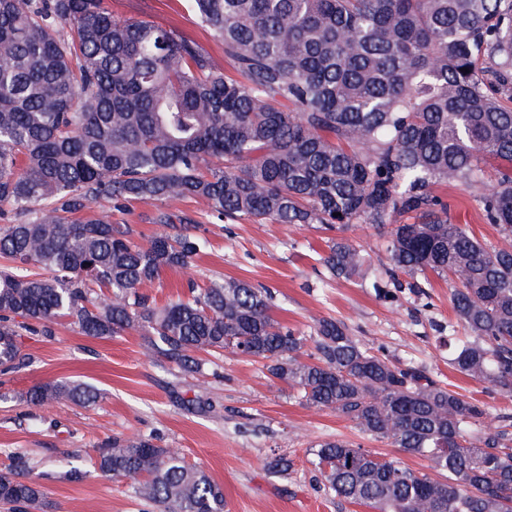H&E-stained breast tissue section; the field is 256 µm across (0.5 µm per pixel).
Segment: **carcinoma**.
<instances>
[{
    "label": "carcinoma",
    "instance_id": "carcinoma-1",
    "mask_svg": "<svg viewBox=\"0 0 512 512\" xmlns=\"http://www.w3.org/2000/svg\"><path fill=\"white\" fill-rule=\"evenodd\" d=\"M190 2L230 72L105 0H0V204L13 212L0 225V373L27 365L22 333L51 337L60 319L87 336L135 332L147 358L189 374L198 353L229 350L440 475L327 441L312 460L327 494L376 512H512V415L491 417L333 319L316 321L305 351L268 291L243 280L150 302L140 288L205 244L191 212L156 211L146 246L128 224L74 219L102 201L120 212L181 197L220 221L385 227L388 281L448 278L470 332L453 367L512 397V0ZM448 184L470 191L503 244L452 222L436 192ZM320 261L349 280L366 255L336 240ZM25 399L90 406L98 394L57 379ZM96 467L158 512H224V488L153 436L112 438ZM29 470L18 454L0 473L10 512L46 507Z\"/></svg>",
    "mask_w": 512,
    "mask_h": 512
}]
</instances>
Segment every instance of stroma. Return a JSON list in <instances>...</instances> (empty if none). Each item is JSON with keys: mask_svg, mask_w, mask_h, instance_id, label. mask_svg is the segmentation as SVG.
I'll list each match as a JSON object with an SVG mask.
<instances>
[{"mask_svg": "<svg viewBox=\"0 0 512 512\" xmlns=\"http://www.w3.org/2000/svg\"><path fill=\"white\" fill-rule=\"evenodd\" d=\"M119 19L137 18L195 39L216 61L224 50L200 25L190 0H105ZM443 195L458 224L467 225L480 240L498 242L471 193L448 186ZM192 211L207 240L203 252L187 269L166 270L144 294L164 303L186 292L189 284L206 286L214 279H240L269 288L273 317L302 336L315 322H343L375 353L423 369L442 386L484 403L491 415L512 414V397L456 371L440 342L457 318L447 278L429 274L423 292L375 288L388 264L385 235L370 224H346L332 230L319 224H277L241 219L228 224L212 218L203 202L170 198L154 206L134 203L110 212L100 204L96 213L135 229L144 245L157 231L150 216L155 208ZM342 239L360 246L369 258L361 277L331 276L319 262L327 243ZM29 364L20 372L0 375V472L8 470L13 453L28 457L40 475L47 512H140L141 504L124 478L97 470L99 448L115 436L154 435L160 445L178 449L189 464L203 469L224 487L226 512H372L371 508L328 496L323 477L312 463L311 446L343 439L396 459L426 473L429 462L390 442L373 439L336 412L301 403L288 383L273 378L263 362L223 352L207 356L204 374L187 375L168 364L146 358L142 339L134 333L92 337L61 323L53 338L30 334L21 338ZM57 379L91 385L95 404L31 406L21 393ZM205 392L210 407L188 410L187 402ZM275 454L292 458L288 474L269 473L265 464ZM79 468L72 482L64 472Z\"/></svg>", "mask_w": 512, "mask_h": 512, "instance_id": "35a3bbf8", "label": "stroma"}]
</instances>
